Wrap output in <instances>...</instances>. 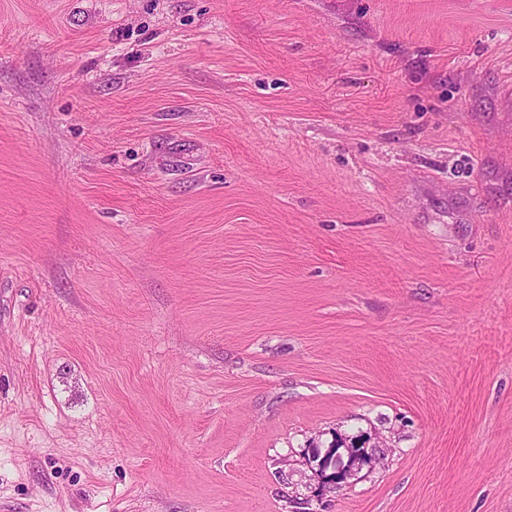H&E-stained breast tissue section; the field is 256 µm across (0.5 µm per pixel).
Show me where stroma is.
<instances>
[{"mask_svg":"<svg viewBox=\"0 0 512 512\" xmlns=\"http://www.w3.org/2000/svg\"><path fill=\"white\" fill-rule=\"evenodd\" d=\"M0 512H512V0H0ZM336 448V453L332 455L333 448H329L319 461V468L324 478V484L340 485L347 483L352 477L355 467L372 461V455L369 456L365 446H342ZM357 447V448H355ZM343 449L345 454L340 451ZM346 456V461H344ZM330 471L327 473V471Z\"/></svg>","mask_w":512,"mask_h":512,"instance_id":"stroma-1","label":"stroma"}]
</instances>
